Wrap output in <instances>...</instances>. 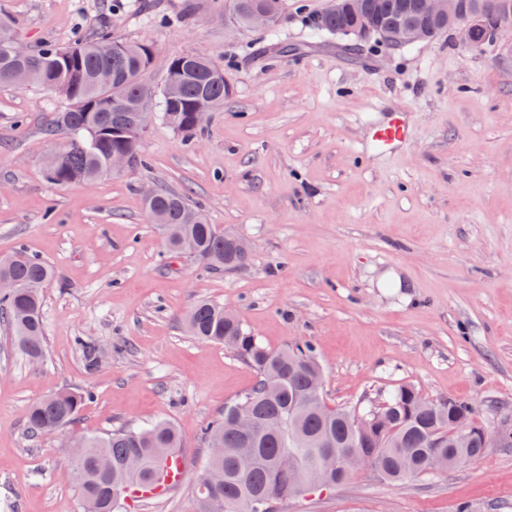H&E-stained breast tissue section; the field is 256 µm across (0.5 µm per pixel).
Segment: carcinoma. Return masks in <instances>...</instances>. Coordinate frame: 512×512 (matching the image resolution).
<instances>
[{
    "mask_svg": "<svg viewBox=\"0 0 512 512\" xmlns=\"http://www.w3.org/2000/svg\"><path fill=\"white\" fill-rule=\"evenodd\" d=\"M372 2L375 19L383 27L396 28L417 18L419 0ZM228 3L245 28L248 13L262 3L274 7L277 18H282L286 0ZM359 22L357 17L332 9L314 18L312 26L330 32ZM153 59L151 44L114 40L111 30L104 28L91 39L78 38L63 48L34 49L29 59L13 65L0 62V85H37L66 102L56 112L51 131L64 132L67 144L60 150V166L44 173L46 181L57 186L94 183L112 175L109 161L116 151L128 155L129 167L140 164L141 140L125 129L126 120L139 105L152 107L169 127L185 128L182 135L186 138L203 134L192 129V104L207 94L214 99L216 111L224 109L227 89L214 79L222 69L203 57H172L164 81L177 78L182 91L167 98L164 86L151 87L144 81ZM103 70L112 73L108 89L97 87ZM146 214L158 232L165 225L178 230L186 245L195 246L193 259L207 269H232L248 260L237 253L232 237L209 222L204 209L180 193L159 190L158 199L146 205ZM2 274L17 287L0 293V313L9 322L16 349L29 360H40L45 351L43 288L56 277V271L44 260L19 251L0 258ZM187 331L196 339L233 343V351L255 374L252 387L224 403V414L201 432L203 447L217 439L224 452L209 454L204 460V471L222 472L223 485L197 493L199 512H264L260 501L269 493L279 502L306 494L303 474L321 462L323 448L329 445L357 450L374 464L379 477L390 482L428 475L429 457L436 450L473 461L487 448L481 441L453 447L448 407L423 398L407 385L396 388L381 407L363 412L368 426L359 430L351 423L356 412L329 407L322 397L309 400L311 378L321 370L311 345L271 350L245 328L237 314L213 301L201 300L191 307ZM89 397L88 392L70 391L44 397L26 412L29 432L47 435L64 428ZM236 408L254 416L257 425L252 433H244L233 422ZM83 439L87 452L74 472L83 512H124L126 500L152 485L162 462L181 447L180 434L168 421Z\"/></svg>",
    "mask_w": 512,
    "mask_h": 512,
    "instance_id": "carcinoma-1",
    "label": "carcinoma"
}]
</instances>
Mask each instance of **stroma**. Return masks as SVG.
I'll return each mask as SVG.
<instances>
[{"label":"stroma","instance_id":"obj_1","mask_svg":"<svg viewBox=\"0 0 512 512\" xmlns=\"http://www.w3.org/2000/svg\"><path fill=\"white\" fill-rule=\"evenodd\" d=\"M333 0H287L273 32L235 27L225 0H0L23 44L65 45L108 27L155 47L146 80L194 55L224 71L229 96L205 133L155 122L142 165L101 181L51 185L43 159L62 101L0 86V257L26 250L59 278L45 290L46 352L33 362L0 318V512H82L70 439L173 421L186 479L129 512H198L202 429L253 371L196 340L185 316L206 299L236 312L272 350L310 343L332 406L379 405L413 386L470 400L487 430L512 421V32L479 53L452 35L392 49L313 32ZM401 112L406 145L361 147L373 109ZM166 188L245 237L248 262L210 271L169 256L145 214ZM407 285L383 288L385 272ZM98 346L86 370L77 344ZM90 391L75 422L33 436L27 408ZM512 512V448L393 484L360 470L278 512Z\"/></svg>","mask_w":512,"mask_h":512}]
</instances>
